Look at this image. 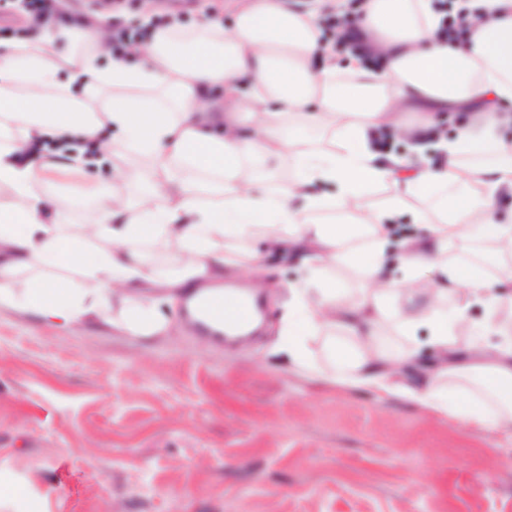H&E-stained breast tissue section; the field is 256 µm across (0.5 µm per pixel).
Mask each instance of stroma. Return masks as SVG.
<instances>
[{"label": "stroma", "mask_w": 512, "mask_h": 512, "mask_svg": "<svg viewBox=\"0 0 512 512\" xmlns=\"http://www.w3.org/2000/svg\"><path fill=\"white\" fill-rule=\"evenodd\" d=\"M63 0V14L146 29L208 16L225 0ZM87 166L107 188L131 164ZM261 336L215 345L173 327L144 338L0 311V512H512V431L463 426L405 399L380 402L299 374L269 354L297 265L264 254Z\"/></svg>", "instance_id": "35a3bbf8"}]
</instances>
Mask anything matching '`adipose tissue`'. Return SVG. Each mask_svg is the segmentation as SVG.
<instances>
[{
	"label": "adipose tissue",
	"instance_id": "ef3b65f1",
	"mask_svg": "<svg viewBox=\"0 0 512 512\" xmlns=\"http://www.w3.org/2000/svg\"><path fill=\"white\" fill-rule=\"evenodd\" d=\"M346 6L232 0L231 27L174 21L126 57L113 55L95 17L58 18L0 42V189L16 200L0 208V307L72 330L116 305L113 329L152 337L167 328L161 305L177 292L257 267L260 253H229L224 243L258 237L304 272L273 354L469 427H511L512 224L495 205L512 196V0H455L469 23L461 42L440 34L432 0H363L353 30L366 58L322 36L321 18ZM457 112L470 121L449 141L439 120ZM106 126L116 137L101 138ZM313 129L333 131L337 148H305ZM388 130L413 142L415 161L382 152ZM48 141L60 156L45 162L35 147ZM77 145L145 165L120 177L138 195L97 191L93 225L71 235L73 202L52 187L83 177L66 159ZM432 148L443 164H431ZM280 159L287 184L259 189L265 163ZM317 182L337 194H314ZM385 184L393 194L374 205L371 190ZM413 202L429 230L403 242L398 260L412 278L397 281L386 273L389 228ZM325 213L339 223H324ZM155 241L172 247L174 275L133 248ZM456 244L480 252L449 256ZM336 267L357 271L366 287L347 293L329 275ZM62 270L72 287H62ZM474 305L482 323L468 316ZM387 323L407 337L428 325L432 361L390 344ZM328 329L320 364L310 343Z\"/></svg>",
	"mask_w": 512,
	"mask_h": 512
}]
</instances>
